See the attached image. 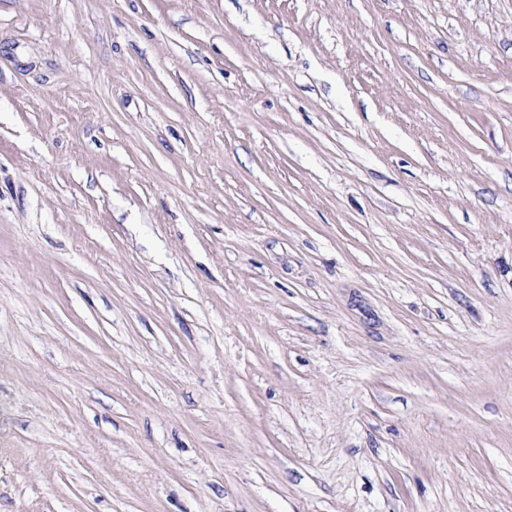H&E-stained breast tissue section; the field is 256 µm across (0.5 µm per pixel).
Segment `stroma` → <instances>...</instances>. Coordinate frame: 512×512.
<instances>
[{
	"mask_svg": "<svg viewBox=\"0 0 512 512\" xmlns=\"http://www.w3.org/2000/svg\"><path fill=\"white\" fill-rule=\"evenodd\" d=\"M0 512H512V0H0Z\"/></svg>",
	"mask_w": 512,
	"mask_h": 512,
	"instance_id": "1",
	"label": "stroma"
}]
</instances>
